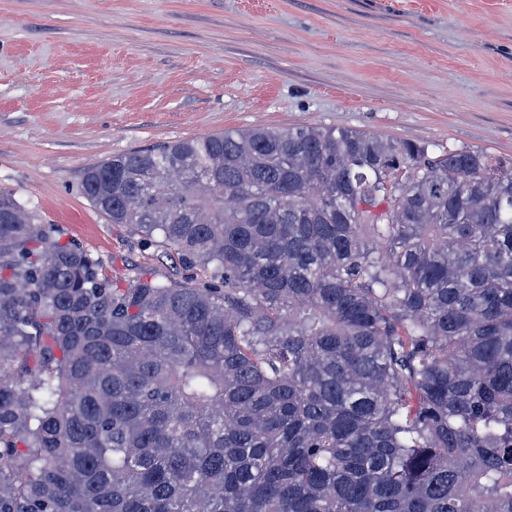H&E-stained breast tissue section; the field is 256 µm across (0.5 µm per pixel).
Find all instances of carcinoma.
Segmentation results:
<instances>
[{
  "label": "carcinoma",
  "mask_w": 512,
  "mask_h": 512,
  "mask_svg": "<svg viewBox=\"0 0 512 512\" xmlns=\"http://www.w3.org/2000/svg\"><path fill=\"white\" fill-rule=\"evenodd\" d=\"M81 186L207 283L0 189V512H512V158L251 127Z\"/></svg>",
  "instance_id": "cac0c4a2"
}]
</instances>
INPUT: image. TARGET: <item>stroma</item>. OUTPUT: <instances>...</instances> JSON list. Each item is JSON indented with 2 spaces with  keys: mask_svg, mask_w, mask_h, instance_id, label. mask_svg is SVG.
<instances>
[{
  "mask_svg": "<svg viewBox=\"0 0 512 512\" xmlns=\"http://www.w3.org/2000/svg\"><path fill=\"white\" fill-rule=\"evenodd\" d=\"M264 125L512 156V0H0V188L113 283L181 282L85 167Z\"/></svg>",
  "mask_w": 512,
  "mask_h": 512,
  "instance_id": "35a3bbf8",
  "label": "stroma"
}]
</instances>
